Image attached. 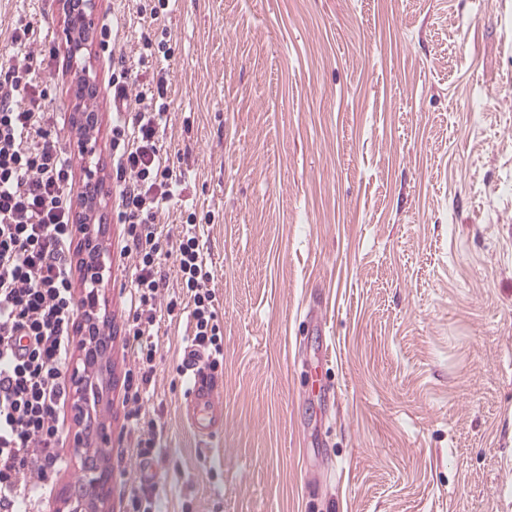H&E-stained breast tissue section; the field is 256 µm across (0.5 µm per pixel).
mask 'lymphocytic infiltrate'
<instances>
[{"instance_id": "f902f5d3", "label": "lymphocytic infiltrate", "mask_w": 512, "mask_h": 512, "mask_svg": "<svg viewBox=\"0 0 512 512\" xmlns=\"http://www.w3.org/2000/svg\"><path fill=\"white\" fill-rule=\"evenodd\" d=\"M128 60L113 50L112 89L121 102L112 123L114 213L123 224V253L134 256L128 292V331L137 343L125 401L127 428L140 462L158 460V423L141 410L156 372L152 328L155 305L166 287L164 266L174 262L181 292L167 313L189 309L187 341L206 353L210 368L224 359L214 272L200 226L187 215L175 242L163 240L156 219L176 197L180 179L166 163L161 140L167 122V87L129 95L130 81L155 65L152 40ZM35 29L20 23L7 61L0 63V512H24L32 491L43 490L64 459L57 411L68 387L66 365L79 302L72 276L73 165L59 120L47 112V87ZM157 95L154 106L141 103Z\"/></svg>"}]
</instances>
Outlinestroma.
Masks as SVG:
<instances>
[{
  "label": "stroma",
  "instance_id": "1",
  "mask_svg": "<svg viewBox=\"0 0 512 512\" xmlns=\"http://www.w3.org/2000/svg\"><path fill=\"white\" fill-rule=\"evenodd\" d=\"M157 18H150V8ZM126 51L165 43L163 211L201 224L223 333L224 430L201 443L176 373L190 325L158 310L163 512H512V0H101ZM73 70L57 0H0ZM93 158L112 177V66ZM104 278L134 366L123 227Z\"/></svg>",
  "mask_w": 512,
  "mask_h": 512
}]
</instances>
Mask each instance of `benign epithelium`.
<instances>
[{
  "label": "benign epithelium",
  "instance_id": "1",
  "mask_svg": "<svg viewBox=\"0 0 512 512\" xmlns=\"http://www.w3.org/2000/svg\"><path fill=\"white\" fill-rule=\"evenodd\" d=\"M99 0H81L78 10L69 11L66 0H60L59 8L68 12V26L65 29L67 56L74 70L75 83H92L89 69L85 64V51L88 49L87 37L95 28ZM84 113L76 116L80 128L81 153L88 159L96 151V143L86 129ZM73 235L82 246L80 272L84 287L88 288L82 297L80 320L92 323L102 317L98 288L104 282L107 242L102 231H94L83 224L73 226ZM78 352L69 369V381L72 387L70 411L73 426L67 433L69 450L79 461L93 457L96 465L83 467L84 478L77 492L65 500L67 512H110L112 472L101 457L111 442L112 432L109 423L89 407L88 395L92 382L99 380L106 388L112 389L116 379L110 368L112 348H102L96 339L80 331L75 341Z\"/></svg>",
  "mask_w": 512,
  "mask_h": 512
}]
</instances>
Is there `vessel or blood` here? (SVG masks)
Returning <instances> with one entry per match:
<instances>
[{
	"label": "vessel or blood",
	"mask_w": 512,
	"mask_h": 512,
	"mask_svg": "<svg viewBox=\"0 0 512 512\" xmlns=\"http://www.w3.org/2000/svg\"><path fill=\"white\" fill-rule=\"evenodd\" d=\"M182 366L190 379L184 401V417L194 435L208 443L224 430V410L216 400L218 379L204 366V356L195 349H187Z\"/></svg>",
	"instance_id": "b4317fda"
}]
</instances>
